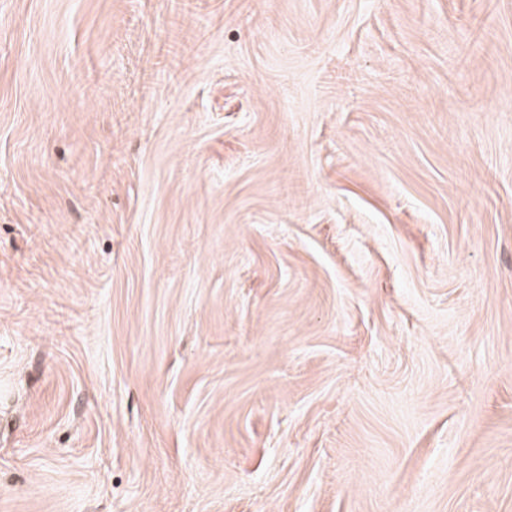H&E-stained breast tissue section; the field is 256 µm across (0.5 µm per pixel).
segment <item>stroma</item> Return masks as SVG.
Listing matches in <instances>:
<instances>
[{"mask_svg": "<svg viewBox=\"0 0 512 512\" xmlns=\"http://www.w3.org/2000/svg\"><path fill=\"white\" fill-rule=\"evenodd\" d=\"M0 512H512V0H0Z\"/></svg>", "mask_w": 512, "mask_h": 512, "instance_id": "stroma-1", "label": "stroma"}]
</instances>
